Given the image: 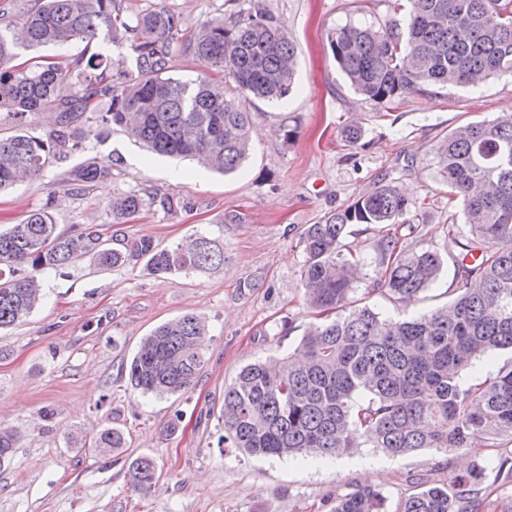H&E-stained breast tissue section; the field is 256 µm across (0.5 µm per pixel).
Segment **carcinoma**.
<instances>
[{"mask_svg":"<svg viewBox=\"0 0 512 512\" xmlns=\"http://www.w3.org/2000/svg\"><path fill=\"white\" fill-rule=\"evenodd\" d=\"M117 0H38L18 20L0 21V111L15 134L0 136V191L41 175L51 160L87 150L99 138L75 122L105 97L96 115L151 151L191 157L224 174L237 170L251 148L253 101L282 103L293 91L297 46L260 9L210 20L187 39L181 21L154 8L128 23ZM404 31L374 24H346L328 38L337 66L351 88L376 103L448 86L480 87L512 74V0H392ZM103 35L119 44L131 38L135 69L106 82L108 58L80 53L63 64L33 57L13 64L21 50L64 48ZM192 56L224 79L182 81L166 75L172 52ZM76 87L56 96L59 82ZM53 111L56 123L31 131V117ZM448 199L460 200L469 237L455 241L453 297L430 313L384 318L353 305L358 261L346 257L351 224L382 225L383 269L378 291L410 303L435 284L442 256L413 250L390 227L410 223L414 203L384 183L305 229L301 243L304 297L320 314L297 354L266 357L244 366L224 387V440L243 452L271 459L339 456L379 448L403 456L421 448L455 452L476 444L512 440V364L464 387L460 372L473 360L512 350V113L471 122L445 134L434 147ZM110 175L93 158L70 172L67 192L80 196ZM167 214L187 208L180 197L129 192L108 209L119 223L146 206ZM87 258L99 269L145 260L156 275L207 274L224 267V244L197 234L174 247L150 238L130 250L109 246L91 226L58 231L50 205L0 229V330L26 318L43 300L41 275ZM205 320L193 313L165 322L145 336L128 367V382L142 394L185 392L204 365ZM14 430L0 426V461L15 448ZM97 448L125 447L116 428H105ZM157 477L148 456L130 464V479L143 494ZM486 468L479 463L452 472L442 486L423 485L402 499L396 512H484ZM332 512H387L386 497L357 489L336 498Z\"/></svg>","mask_w":512,"mask_h":512,"instance_id":"obj_1","label":"carcinoma"}]
</instances>
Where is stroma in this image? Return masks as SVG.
Here are the masks:
<instances>
[{"label": "stroma", "mask_w": 512, "mask_h": 512, "mask_svg": "<svg viewBox=\"0 0 512 512\" xmlns=\"http://www.w3.org/2000/svg\"><path fill=\"white\" fill-rule=\"evenodd\" d=\"M158 7L180 15L188 34L243 9L266 10L297 44L296 86L284 103L255 102L253 150L231 174L150 153L111 126L90 153L52 162L43 176L0 194V225L48 204L59 230L97 225L127 247L144 237L172 247L197 233L224 245L223 269L207 275L161 277L141 263L100 270L83 258L44 276L42 304L0 331V426L18 434L0 464V512H330L338 496L371 484L369 469L380 473L371 485L393 510L411 493L410 476L439 483L473 462L495 472L512 456V441L398 458L374 448L331 459L246 456L224 441L222 410L224 388L243 366L294 352L315 321L300 279L301 233L378 183H395L416 206L417 219L399 229L403 245L438 251L444 266L412 303L383 296L380 233L350 225L345 241L361 264L355 300L395 318L447 303L467 228L433 149L454 128L512 110V76L476 91L451 87L380 105L353 91L328 37L349 22L385 25L393 17L388 0H121L128 20ZM354 121L365 134L351 146L341 129ZM284 126L295 131L291 141ZM89 156L110 176L84 196L68 195L71 170ZM133 190L182 197L191 207L172 215L146 209L113 223L109 200ZM188 312L208 326L192 388L161 397L133 389L125 369L141 339ZM106 427L123 432L125 448L95 447ZM140 456L158 472L145 495L128 473Z\"/></svg>", "instance_id": "stroma-1"}]
</instances>
